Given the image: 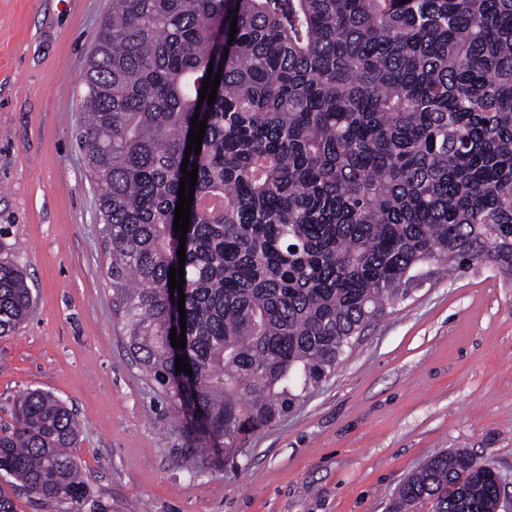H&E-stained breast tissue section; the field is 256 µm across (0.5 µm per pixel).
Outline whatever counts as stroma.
Returning a JSON list of instances; mask_svg holds the SVG:
<instances>
[{
	"instance_id": "35a3bbf8",
	"label": "stroma",
	"mask_w": 512,
	"mask_h": 512,
	"mask_svg": "<svg viewBox=\"0 0 512 512\" xmlns=\"http://www.w3.org/2000/svg\"><path fill=\"white\" fill-rule=\"evenodd\" d=\"M112 0H0V228L36 299L0 337V423L51 392L110 512H387L403 479L456 448L512 512V283L491 265L426 282L235 467L132 360L106 284L97 194L76 145L83 74Z\"/></svg>"
}]
</instances>
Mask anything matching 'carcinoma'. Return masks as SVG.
Here are the masks:
<instances>
[{
  "label": "carcinoma",
  "instance_id": "cac0c4a2",
  "mask_svg": "<svg viewBox=\"0 0 512 512\" xmlns=\"http://www.w3.org/2000/svg\"><path fill=\"white\" fill-rule=\"evenodd\" d=\"M83 81L76 142L131 353L227 465L425 282L482 262L512 282V0H112ZM196 113L181 266L173 222ZM172 266L190 376L170 340ZM32 306L23 271L0 259V337ZM11 416L0 476L44 504L88 499L74 411L33 389ZM500 488L445 452L390 512H497Z\"/></svg>",
  "mask_w": 512,
  "mask_h": 512
}]
</instances>
